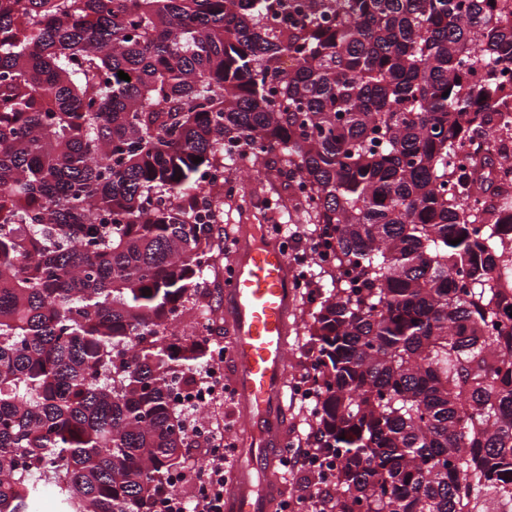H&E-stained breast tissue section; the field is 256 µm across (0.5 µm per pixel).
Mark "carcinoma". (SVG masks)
<instances>
[{"label":"carcinoma","instance_id":"obj_1","mask_svg":"<svg viewBox=\"0 0 512 512\" xmlns=\"http://www.w3.org/2000/svg\"><path fill=\"white\" fill-rule=\"evenodd\" d=\"M318 2L0 0V512L174 493L226 141L355 283L304 323L330 512H512L508 158L469 152L512 142V0Z\"/></svg>","mask_w":512,"mask_h":512}]
</instances>
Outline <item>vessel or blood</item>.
<instances>
[{
	"label": "vessel or blood",
	"instance_id": "b4317fda",
	"mask_svg": "<svg viewBox=\"0 0 512 512\" xmlns=\"http://www.w3.org/2000/svg\"><path fill=\"white\" fill-rule=\"evenodd\" d=\"M238 239L239 257L224 289V304L248 453L224 495V512H270L278 494V451L288 442L283 414L289 384L288 314L295 290L278 240L252 236L244 225Z\"/></svg>",
	"mask_w": 512,
	"mask_h": 512
}]
</instances>
